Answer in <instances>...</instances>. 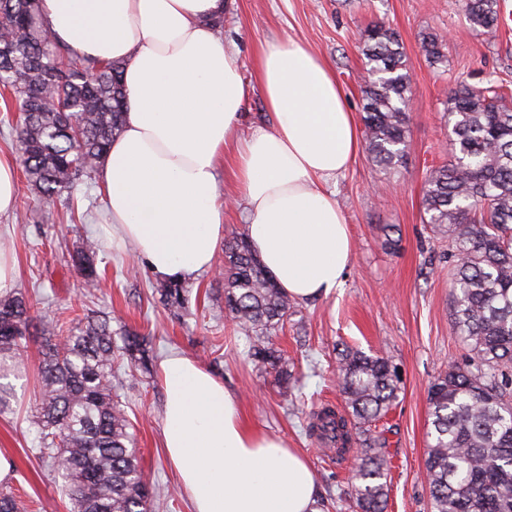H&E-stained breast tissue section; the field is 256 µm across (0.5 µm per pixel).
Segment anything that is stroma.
Instances as JSON below:
<instances>
[{
  "label": "stroma",
  "instance_id": "obj_1",
  "mask_svg": "<svg viewBox=\"0 0 512 512\" xmlns=\"http://www.w3.org/2000/svg\"><path fill=\"white\" fill-rule=\"evenodd\" d=\"M500 10L507 20L499 31L479 35L466 21L464 0H227L218 29L238 52L248 86L247 124L269 119L253 77L255 55L269 41L292 37L307 43L334 71L356 113L363 106L359 78L365 29L378 22L390 26L404 44L411 70L412 106L401 167L386 172L363 149L336 181V199L354 241L342 287L329 297L297 303L271 337L302 400L283 396L273 373L250 358L244 335L226 321L224 280L217 273L223 255H216L214 270L191 281L201 296L182 314L152 300L155 277L128 248L109 249L112 265L100 288H84L81 275L64 266L63 256L108 221L98 181L80 185L85 217L77 222L71 221L64 199L38 204L25 181H18L16 212L0 217V246L15 263V290L33 296L44 312L90 308L106 313L113 331L127 327L152 336L156 360L174 352L195 359L237 397L246 425L282 438L308 457L319 497L331 503L330 512H352L347 489L359 451L351 449L341 458L326 451L306 434L307 417L322 405H342L336 389L341 345L369 354L388 352L401 371V390L377 424L387 439L386 512H433L423 475L431 429L428 388L450 366L462 363L469 347L452 330L448 242L424 224L422 198L430 170L447 161L454 137L448 120L451 88L460 80L480 86L490 78L512 88V0H500ZM425 33L443 40L447 65L426 61L420 48ZM387 226L398 240L393 250L382 245ZM115 365L124 380L121 400L135 426L141 464L156 481L157 512H192L162 446L164 391L158 373L142 374L120 357ZM15 389L16 412L0 415V455L11 465L6 484L28 512H71L55 469L36 457L30 419L39 390L35 349H28Z\"/></svg>",
  "mask_w": 512,
  "mask_h": 512
}]
</instances>
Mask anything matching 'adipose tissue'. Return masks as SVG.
Here are the masks:
<instances>
[{"label": "adipose tissue", "mask_w": 512, "mask_h": 512, "mask_svg": "<svg viewBox=\"0 0 512 512\" xmlns=\"http://www.w3.org/2000/svg\"><path fill=\"white\" fill-rule=\"evenodd\" d=\"M72 55L123 67L121 133L97 171L110 241L157 277L209 271L224 238L225 156L250 244L296 301L342 286L353 241L333 187L361 141L327 63L292 38L261 46L254 79L269 124L240 135L247 96L215 26L225 0H42ZM163 445L193 512H315V474L276 436L249 428L222 379L174 353L160 364Z\"/></svg>", "instance_id": "adipose-tissue-1"}]
</instances>
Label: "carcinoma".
<instances>
[{"label": "carcinoma", "mask_w": 512, "mask_h": 512, "mask_svg": "<svg viewBox=\"0 0 512 512\" xmlns=\"http://www.w3.org/2000/svg\"><path fill=\"white\" fill-rule=\"evenodd\" d=\"M499 0H465V17L480 35L499 25ZM366 149L385 168L403 163L411 75L398 34L382 23L363 35ZM431 66L448 62L433 33L421 37ZM118 62L77 57L48 37L40 0H0V99L18 113L12 126L28 192L42 204L68 195L79 210L77 185L93 178L126 107ZM66 103L69 111H59ZM455 139L447 162L430 170L422 199L426 223L448 239L453 287L452 328L470 345L465 364L428 389L432 443L426 459L434 512H512V101L502 86L461 83L448 98ZM103 248L88 237L69 254L87 286ZM154 297L169 309L188 302L184 283L162 279ZM295 311L247 241L224 239L225 316L249 339V356L272 370L283 389L293 375L269 337ZM40 335L42 393L32 415L39 458L59 472L73 512H152L156 490L137 454L121 402L123 380L112 362L119 351L143 373L152 369L150 336L126 329L116 342L109 320L34 315L21 292L0 294V378L16 374L30 329ZM345 413L324 408L308 432L343 457L364 449L347 494L359 512H385L386 460L372 423L398 398L397 366L384 354L346 347L338 354ZM0 512H27L7 489Z\"/></svg>", "instance_id": "1"}]
</instances>
